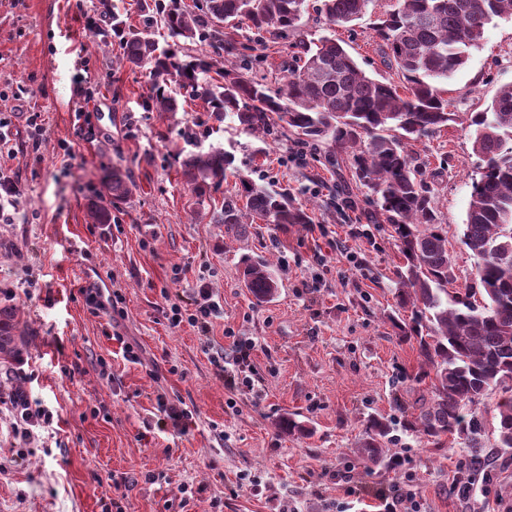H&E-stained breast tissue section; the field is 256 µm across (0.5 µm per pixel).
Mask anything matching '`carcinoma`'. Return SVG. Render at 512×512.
<instances>
[{"mask_svg": "<svg viewBox=\"0 0 512 512\" xmlns=\"http://www.w3.org/2000/svg\"><path fill=\"white\" fill-rule=\"evenodd\" d=\"M374 0H137L141 22L133 26L112 15V39L121 61L148 71L147 106L177 112L176 85L205 100L215 122L226 119L261 138L271 131L325 149L326 162L343 163L367 189L394 238L404 264L395 272L400 304L411 310L402 331L416 339L424 358L421 377L431 379L428 406L417 416L419 431L438 439L456 433L476 447L481 422L467 410L489 392L501 390L499 444L512 448V85L501 86L481 112H471L474 153L481 161L472 182L463 243L476 258L471 283L456 281L433 191L413 142L456 120L437 83L448 79L480 47L486 26L512 17V0H394L374 26L386 67L406 80L399 86L367 75L344 46L331 37L297 38L288 44L286 75L277 88L253 74L252 40L235 32L244 22L258 42L284 40L313 9L329 23L350 28ZM198 43L208 50L190 61L159 47L158 32ZM235 156L223 149L189 154L182 161L185 184L199 197L224 183ZM224 197L219 222L259 219L276 228L312 224L310 208L291 196L240 179ZM117 203L131 193L118 169L105 186ZM240 279L257 303L274 298L279 282L271 263L246 255ZM28 344L17 307L0 304V364L15 362ZM386 425L373 420L358 448L377 465L386 457Z\"/></svg>", "mask_w": 512, "mask_h": 512, "instance_id": "obj_1", "label": "carcinoma"}]
</instances>
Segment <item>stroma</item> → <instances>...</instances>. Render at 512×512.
<instances>
[{
    "mask_svg": "<svg viewBox=\"0 0 512 512\" xmlns=\"http://www.w3.org/2000/svg\"><path fill=\"white\" fill-rule=\"evenodd\" d=\"M305 13L308 40L336 37L370 76L392 77L373 30ZM100 0H0V115L15 157L0 173L18 192L0 223V302L30 332L26 352L0 369V512H377L409 486L421 512H512V448L499 447L498 395L475 412L483 447L458 435L427 440L413 422L431 397L422 357L399 325L392 229L348 169L311 157L293 138L258 141L231 122L220 132L201 98L179 112L144 106L149 76L120 67L116 41L90 34ZM512 85V18L487 25L467 65L442 82L458 121L415 142L448 230L457 287L475 259L463 229L480 160L461 117ZM46 129L29 147L35 124ZM265 156H254L257 146ZM230 151L236 169L200 198L184 183L189 153ZM133 184L107 224L89 207L113 168ZM288 190L314 208L311 224L278 229L219 223L224 193L240 178ZM273 263L275 298L255 304L238 274L242 255ZM208 284L222 306L207 332L172 327L168 308L194 313ZM116 297L92 314L84 289ZM247 361L217 368L234 340ZM137 346L140 361L123 357ZM236 386H229V378ZM50 416L17 435L22 405ZM181 400L187 429L167 424L161 400ZM308 426L280 429L282 418ZM388 426V461L357 452L369 420Z\"/></svg>",
    "mask_w": 512,
    "mask_h": 512,
    "instance_id": "stroma-1",
    "label": "stroma"
}]
</instances>
